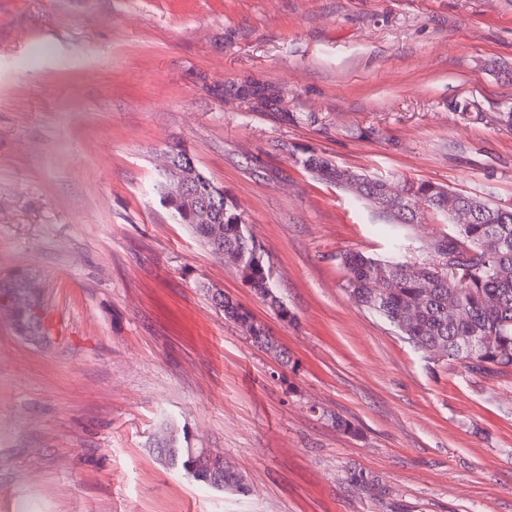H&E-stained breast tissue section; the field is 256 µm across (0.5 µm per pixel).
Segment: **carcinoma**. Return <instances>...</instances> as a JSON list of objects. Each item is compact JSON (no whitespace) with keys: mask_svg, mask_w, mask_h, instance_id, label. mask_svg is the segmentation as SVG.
Returning a JSON list of instances; mask_svg holds the SVG:
<instances>
[{"mask_svg":"<svg viewBox=\"0 0 512 512\" xmlns=\"http://www.w3.org/2000/svg\"><path fill=\"white\" fill-rule=\"evenodd\" d=\"M301 165L317 180L376 210L386 224L417 223L420 202L446 217L449 231L425 247L429 262L417 264L401 256L380 260L354 250L340 254L345 290L355 304L382 317L432 358L486 375L512 368V208L431 182H398L392 191L383 179L341 169L315 153ZM188 178L212 203L216 219L201 224L182 211V205L169 199L161 178L157 188L174 217L189 225L216 258L233 266L255 294L268 299L279 319L290 317L274 295L270 268L238 205L197 167L188 169ZM460 211L468 214L464 224L455 222ZM212 298L230 320L242 326L255 322V331L248 332L253 344L289 363L288 351L249 309L222 293ZM154 450L169 467L215 489L244 490L242 477L224 470L219 452L183 447L170 425L155 439Z\"/></svg>","mask_w":512,"mask_h":512,"instance_id":"1","label":"carcinoma"}]
</instances>
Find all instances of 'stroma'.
<instances>
[{"label": "stroma", "mask_w": 512, "mask_h": 512, "mask_svg": "<svg viewBox=\"0 0 512 512\" xmlns=\"http://www.w3.org/2000/svg\"><path fill=\"white\" fill-rule=\"evenodd\" d=\"M510 71L512 0H0V282L43 305L37 338L0 310V512H512V373L427 359L354 304L339 254L386 258L393 230L300 163L512 207ZM177 143L292 322L162 202ZM167 424L245 492L158 460ZM217 294L221 298L220 301L216 300ZM212 300L217 308L224 311V316L226 318H229L230 320L240 324L245 329L246 327L244 325L248 321H251L252 324L248 329H246V331L250 336L253 344L260 348H264L268 352L273 353L276 358L281 361V363L285 365L289 363L290 359L288 357V351L277 343L274 336L270 335L269 330L265 324L257 322L255 323V331H251L255 316L249 309L245 308L237 302H234L231 298L224 296V293L220 292L213 293Z\"/></svg>", "instance_id": "stroma-1"}]
</instances>
